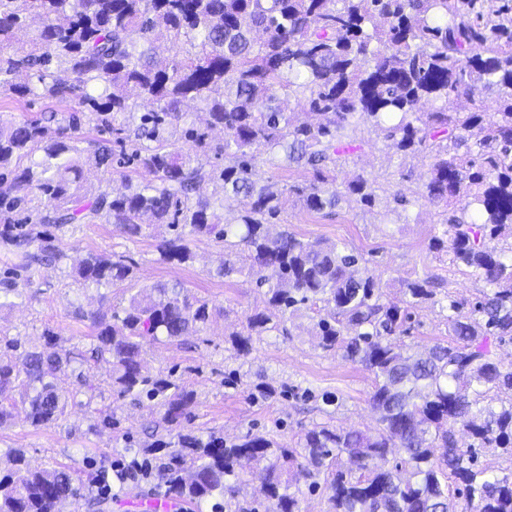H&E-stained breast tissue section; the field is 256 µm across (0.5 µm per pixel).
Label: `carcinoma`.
Here are the masks:
<instances>
[{"label": "carcinoma", "instance_id": "1", "mask_svg": "<svg viewBox=\"0 0 512 512\" xmlns=\"http://www.w3.org/2000/svg\"><path fill=\"white\" fill-rule=\"evenodd\" d=\"M29 31L17 48L18 33ZM0 93L70 107L42 118L0 122V246L16 267L32 272L65 258L49 226L83 220L117 224L130 237L143 217L175 232L158 245L160 260L194 259L189 243L215 237L224 255L214 275H247L266 288V308L246 318L232 344L249 353L251 336L277 330L308 304H321L318 347L341 352L374 374L370 397L379 413L374 435L327 423L306 429L301 456L272 437H203L184 426L194 391L169 373L152 372L149 343L196 334L208 323V303L174 285L156 284L131 296L109 323L85 315L96 358L112 364V390L163 410L169 439L130 449L142 477L211 512H301L299 491L325 495L328 512H512V472L493 475L475 465L473 446L512 455V398L495 408L489 393H512V365L494 358L489 339L512 340V260L491 241L512 235V0H0ZM495 95V120L484 119V94ZM144 111H136V101ZM204 123L187 120L189 102ZM435 104L429 112L420 106ZM468 112L454 109L457 103ZM310 115L299 121L294 109ZM112 133L135 165L123 190L87 199L84 166H108L112 149L85 151L81 119ZM370 125L403 158L429 160L416 200L444 203L433 251L448 249L489 290L469 312L451 292L448 332L426 357L406 355L391 337L411 310L437 292L430 276L404 281V306L382 300L381 286L358 255L336 243L305 241L273 229L289 190L253 178L254 160L294 164L312 179L298 194L306 209L332 211L341 202L373 208L388 190L362 174L340 184L336 171L360 148L359 123ZM224 132L219 167L183 151ZM214 186L207 197L200 185ZM28 187L32 195H18ZM233 196L239 209L225 214ZM84 284L125 280L123 260L90 255L75 268ZM23 298L16 283L0 287V309ZM71 358L37 347L14 361L0 356V424L17 408L34 427L56 422L68 398L52 377ZM19 400L4 402L7 390ZM402 458L386 465L393 451ZM350 468L341 469L342 456ZM0 477V512H62L76 500V469H33L24 453H8ZM263 465L254 497L236 469ZM450 475L463 506L442 485ZM235 484L226 483L228 477Z\"/></svg>", "mask_w": 512, "mask_h": 512}]
</instances>
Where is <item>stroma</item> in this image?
I'll list each match as a JSON object with an SVG mask.
<instances>
[{"label":"stroma","mask_w":512,"mask_h":512,"mask_svg":"<svg viewBox=\"0 0 512 512\" xmlns=\"http://www.w3.org/2000/svg\"><path fill=\"white\" fill-rule=\"evenodd\" d=\"M357 137L362 147L339 170V180L361 173L415 197L427 180L428 160L401 159L363 126ZM442 212V207L421 202L408 207L406 222L384 224L376 210L354 203H342L333 213L325 214L307 210L292 195L278 226L305 240L344 244L360 253L386 300L401 299L403 280L430 275L456 298L471 304L485 291L484 281L455 264L451 254L428 248L430 239L441 232ZM166 234L162 227L131 238L116 225L105 223L57 228L64 259L34 271L23 301L0 310V336L21 339L29 347L50 340L73 357L88 359L93 329L86 313L108 316L125 308L140 288L178 283L208 302L211 319L198 334L148 345L145 359L152 372L176 371L195 391L190 422L195 430L221 432L231 439L249 432L269 435L291 448L298 447L302 432L317 423L376 431L379 415L370 402L374 376L361 365L344 360L340 353L318 347L314 337L317 309L304 310L286 321L282 330L253 337L249 353L239 355L230 335L242 330L248 315L264 309L262 289L246 276H213L224 246L208 237L193 239L194 262L160 261L156 246ZM90 254L132 261L129 278L104 289L86 287L75 278L72 267ZM447 317L448 310L441 304L420 305L413 309L410 328L396 337V344L411 354L450 343ZM83 373L88 394L69 403L55 424L37 428L17 413L0 426V475L11 467L10 449L20 448L30 466L71 465L87 480L94 471L110 469L122 457L127 441L146 440L149 424L159 418L158 409L117 397L112 390L111 367L106 363L88 359ZM259 385L271 388V397L254 398ZM326 395L333 397V404L323 403ZM99 412L114 413L116 428L93 429ZM158 488L157 481L131 477L114 483L109 501L84 494L78 504L67 506L66 512H155L159 507L164 512H191L189 505L159 493Z\"/></svg>","instance_id":"35a3bbf8"}]
</instances>
